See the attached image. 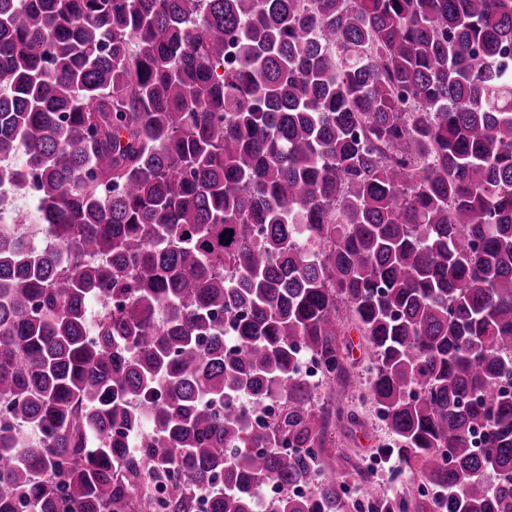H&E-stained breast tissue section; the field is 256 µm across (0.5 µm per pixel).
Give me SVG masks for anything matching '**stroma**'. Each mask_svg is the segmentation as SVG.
<instances>
[{"label": "stroma", "mask_w": 512, "mask_h": 512, "mask_svg": "<svg viewBox=\"0 0 512 512\" xmlns=\"http://www.w3.org/2000/svg\"><path fill=\"white\" fill-rule=\"evenodd\" d=\"M342 341L349 352V378L336 392H328L324 387L318 391L320 400H332L333 403L353 410L359 417L355 424L344 419L331 422L327 450L336 458V473L354 489L359 485V471L366 469L370 471L379 494L414 496L415 476L409 473L404 480L395 479L394 472L399 467L398 462L383 458L380 454L382 448L390 445L391 437L384 423L378 418L374 406L358 397L359 390L365 383L368 364L365 342L353 328L348 329Z\"/></svg>", "instance_id": "obj_1"}]
</instances>
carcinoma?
Listing matches in <instances>:
<instances>
[{
  "instance_id": "1",
  "label": "carcinoma",
  "mask_w": 512,
  "mask_h": 512,
  "mask_svg": "<svg viewBox=\"0 0 512 512\" xmlns=\"http://www.w3.org/2000/svg\"><path fill=\"white\" fill-rule=\"evenodd\" d=\"M1 188L0 512H348L350 323L383 454L512 512V0H0ZM36 203L33 197L16 201L6 207L5 216L9 221L16 220L24 224L36 223Z\"/></svg>"
}]
</instances>
